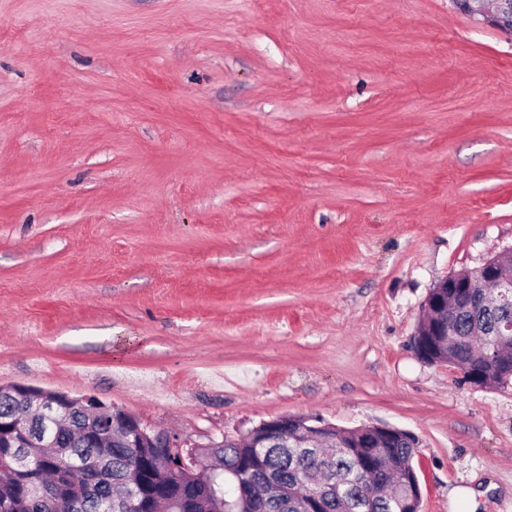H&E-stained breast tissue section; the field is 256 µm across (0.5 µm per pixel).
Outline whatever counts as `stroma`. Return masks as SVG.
I'll return each instance as SVG.
<instances>
[{"mask_svg": "<svg viewBox=\"0 0 512 512\" xmlns=\"http://www.w3.org/2000/svg\"><path fill=\"white\" fill-rule=\"evenodd\" d=\"M509 246L512 32L454 0H0V385L387 424L421 512H496L512 381L411 340Z\"/></svg>", "mask_w": 512, "mask_h": 512, "instance_id": "obj_1", "label": "stroma"}]
</instances>
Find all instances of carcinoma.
<instances>
[{
	"label": "carcinoma",
	"instance_id": "obj_1",
	"mask_svg": "<svg viewBox=\"0 0 512 512\" xmlns=\"http://www.w3.org/2000/svg\"><path fill=\"white\" fill-rule=\"evenodd\" d=\"M502 320L512 321V304L485 312L461 311L448 324V348L437 345V337L421 336V345L429 348L437 363L449 364L464 372L476 369L488 387L512 379V372L491 365L483 340L492 337ZM43 394L68 404L67 419L48 425L55 448H29L30 467L46 480H66L68 496L81 504L80 512H98L104 498L120 505L131 483L150 472L152 493L162 503L148 510L118 508L116 512H309L307 503L315 500L318 512H398V498L406 497L411 510L420 506L421 488L413 459L417 451L414 435L404 431L375 455L365 456L363 445L378 441L364 427L336 428L343 448L302 447L303 435L288 436V445L254 448L246 439L226 443L220 448H203L201 459H213L216 465L190 472L173 463H156L153 449L128 448L115 442L108 448L90 446L88 419L74 407L76 399L59 392ZM22 394L4 391L0 386V417L12 413ZM84 459L91 469L93 485H87L81 471L59 476L54 457ZM250 488L247 497L238 494V482ZM0 512H43L35 491L24 486L14 471L11 448L0 441Z\"/></svg>",
	"mask_w": 512,
	"mask_h": 512
}]
</instances>
